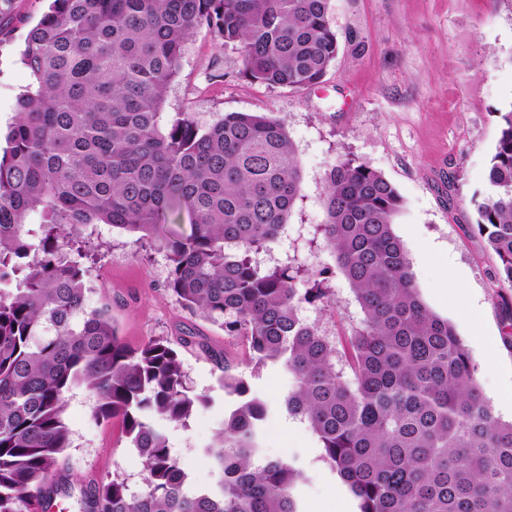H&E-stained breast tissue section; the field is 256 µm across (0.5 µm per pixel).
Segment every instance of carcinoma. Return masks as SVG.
<instances>
[{
    "mask_svg": "<svg viewBox=\"0 0 512 512\" xmlns=\"http://www.w3.org/2000/svg\"><path fill=\"white\" fill-rule=\"evenodd\" d=\"M200 28L237 47L245 79L321 86L338 52L329 0H50L19 59L31 82L0 153V512H30L58 493L78 512H301L295 460H264L270 405L242 364L288 375L281 406L318 437L358 512H512V422L483 398L472 357L420 298L393 229L401 197L364 163L326 173L327 219L310 243L335 264L265 267L286 231L302 174L286 123L226 112L201 125L161 109ZM500 130L476 227L512 290V109ZM108 224L166 251V288L191 315L224 328L242 352L212 351L224 395L208 447L214 485L191 486L165 423L211 399L187 384L178 347L120 336L108 305L86 304L88 227ZM341 274L363 314L329 336L301 314L333 307ZM96 397L97 422L121 423L142 458L141 490L124 478L73 497L68 394Z\"/></svg>",
    "mask_w": 512,
    "mask_h": 512,
    "instance_id": "obj_1",
    "label": "carcinoma"
}]
</instances>
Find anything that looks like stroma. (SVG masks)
Returning a JSON list of instances; mask_svg holds the SVG:
<instances>
[{
    "mask_svg": "<svg viewBox=\"0 0 512 512\" xmlns=\"http://www.w3.org/2000/svg\"><path fill=\"white\" fill-rule=\"evenodd\" d=\"M1 8L13 19L10 32L0 37L4 131L15 119L17 95L31 81L19 49L47 2L0 0ZM329 13L339 51L321 89L249 82L240 75L238 50L217 48L202 28L186 44L163 116L186 112L209 124L227 112H262L285 121L297 149L302 192L286 233L271 248L276 261L294 259L309 269L333 263L328 249L309 244L316 225L326 220L328 170L352 158L381 173L403 201L394 231L408 251L422 299L454 325L471 354L481 394L500 420L512 421V348L505 341L512 331V290L497 283V260L475 228L473 204L485 189L499 114L512 108V0H330ZM87 234V303H110L128 343L194 331L195 347L180 352L184 372L213 404L187 424L166 425L165 432L193 482H212L206 448L215 441L228 400L207 352L233 345V338L190 316L165 288L164 250H138L131 236L105 224ZM330 286L335 310L308 305L302 317L326 329L357 325L362 314L347 280L336 276ZM251 385L274 408L264 426V456L297 460L305 474L302 512H322L331 495L347 512H358L349 487L322 460L317 436L281 407L285 373L266 368ZM94 405L85 388L68 395L73 443L67 468L75 487L117 473L141 489V458L119 423L94 420Z\"/></svg>",
    "mask_w": 512,
    "mask_h": 512,
    "instance_id": "obj_1",
    "label": "stroma"
}]
</instances>
